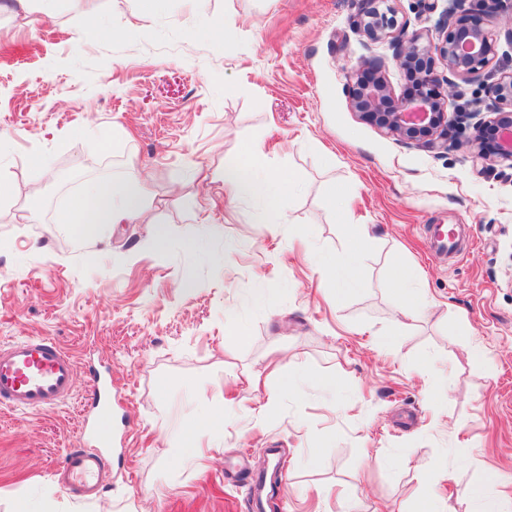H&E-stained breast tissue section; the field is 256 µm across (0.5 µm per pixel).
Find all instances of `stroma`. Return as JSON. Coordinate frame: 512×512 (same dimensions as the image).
Masks as SVG:
<instances>
[{
    "label": "stroma",
    "instance_id": "obj_1",
    "mask_svg": "<svg viewBox=\"0 0 512 512\" xmlns=\"http://www.w3.org/2000/svg\"><path fill=\"white\" fill-rule=\"evenodd\" d=\"M358 9L208 0L201 13L162 0L144 16L138 0H50L37 22L0 11V343L47 336L78 364L61 406L0 409V512L22 499L37 512H256L258 498L265 512H415L427 496L469 512L479 482L512 499V166L475 163L461 130L439 154L351 109L347 74L362 59L381 60L394 97L411 86L390 43L358 32ZM255 145L296 188L225 192V167ZM136 170L148 223H55L87 183ZM347 224L375 240L363 288L340 300L310 253H335ZM434 227L454 229L457 254L429 251ZM399 257L428 301L404 327ZM290 373L313 381L283 391ZM219 413L211 448L179 462L186 424ZM95 434L109 465L85 494L58 471Z\"/></svg>",
    "mask_w": 512,
    "mask_h": 512
}]
</instances>
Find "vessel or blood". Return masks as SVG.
Wrapping results in <instances>:
<instances>
[{
  "label": "vessel or blood",
  "instance_id": "vessel-or-blood-1",
  "mask_svg": "<svg viewBox=\"0 0 512 512\" xmlns=\"http://www.w3.org/2000/svg\"><path fill=\"white\" fill-rule=\"evenodd\" d=\"M76 362L48 337L25 338L0 344V407L38 412L67 400L75 387ZM107 463L106 451L70 449L65 470L92 476Z\"/></svg>",
  "mask_w": 512,
  "mask_h": 512
}]
</instances>
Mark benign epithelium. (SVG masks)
Masks as SVG:
<instances>
[{
    "label": "benign epithelium",
    "instance_id": "7a95c632",
    "mask_svg": "<svg viewBox=\"0 0 512 512\" xmlns=\"http://www.w3.org/2000/svg\"><path fill=\"white\" fill-rule=\"evenodd\" d=\"M359 2L360 31L372 43L390 41L396 64L412 76V87L407 96L394 97L381 62L364 59L348 73L350 107L401 141L448 149V96H459L458 80L490 77L488 68L497 54L492 24L508 19L507 40L512 44V0H485L470 18L457 17L462 0H451L446 21L434 36L407 33L398 23L395 0ZM439 66L447 75H439ZM486 89L490 119L476 122L475 113L456 112L454 125L473 129V161L512 163V72L499 73Z\"/></svg>",
    "mask_w": 512,
    "mask_h": 512
}]
</instances>
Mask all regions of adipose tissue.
Returning <instances> with one entry per match:
<instances>
[{"mask_svg":"<svg viewBox=\"0 0 512 512\" xmlns=\"http://www.w3.org/2000/svg\"><path fill=\"white\" fill-rule=\"evenodd\" d=\"M248 173H241L235 166L224 169V187L236 196L263 195L277 197L292 188V175L269 174L266 157L261 148L248 154ZM146 179L132 183H93L84 188L83 194L65 212L56 217L60 224H139L144 219L148 202ZM347 242L332 257L315 258L318 270L336 283L339 291H353L363 285L362 263L365 249L373 240L372 229L367 224H350L346 227Z\"/></svg>","mask_w":512,"mask_h":512,"instance_id":"ef3b65f1","label":"adipose tissue"}]
</instances>
